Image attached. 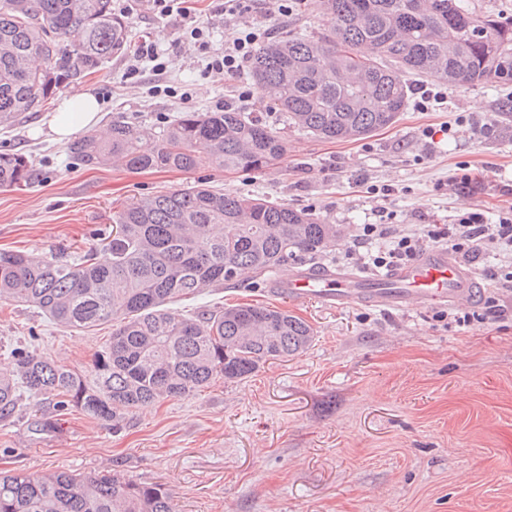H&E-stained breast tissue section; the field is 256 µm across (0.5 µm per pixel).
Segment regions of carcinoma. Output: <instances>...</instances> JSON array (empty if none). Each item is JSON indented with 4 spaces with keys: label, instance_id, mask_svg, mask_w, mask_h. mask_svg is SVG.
Returning <instances> with one entry per match:
<instances>
[{
    "label": "carcinoma",
    "instance_id": "cac0c4a2",
    "mask_svg": "<svg viewBox=\"0 0 512 512\" xmlns=\"http://www.w3.org/2000/svg\"><path fill=\"white\" fill-rule=\"evenodd\" d=\"M326 31H282L260 45L250 78L261 98L325 140L370 136L393 125L415 74L448 86L512 83V21L464 10L459 0H317ZM130 48L129 23L112 0H0V127L37 112L62 84L99 71ZM144 140L154 149H141ZM87 166L131 170L200 167L259 172L288 152L276 128L242 112H184L166 129L116 122L103 140L70 145ZM40 180L23 154L0 153V189ZM341 228L306 209L197 184L144 196L112 213L99 250L77 261L0 252V303L35 307L66 329L113 323L91 373L24 348L0 370V421L23 396L54 401L105 425L219 380L253 376L271 359L304 352L313 329L286 310L232 305L175 314L170 305L314 260ZM0 512H178L162 484L118 471L40 475L0 471Z\"/></svg>",
    "mask_w": 512,
    "mask_h": 512
}]
</instances>
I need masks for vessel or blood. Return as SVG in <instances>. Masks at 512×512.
Segmentation results:
<instances>
[{
	"mask_svg": "<svg viewBox=\"0 0 512 512\" xmlns=\"http://www.w3.org/2000/svg\"><path fill=\"white\" fill-rule=\"evenodd\" d=\"M277 286L293 301L315 299L336 307L393 310L473 302L479 292L475 274L444 246L426 248L414 261L377 278L341 269L305 268L292 271Z\"/></svg>",
	"mask_w": 512,
	"mask_h": 512,
	"instance_id": "b4317fda",
	"label": "vessel or blood"
}]
</instances>
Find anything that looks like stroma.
I'll return each instance as SVG.
<instances>
[{
	"label": "stroma",
	"instance_id": "obj_1",
	"mask_svg": "<svg viewBox=\"0 0 512 512\" xmlns=\"http://www.w3.org/2000/svg\"><path fill=\"white\" fill-rule=\"evenodd\" d=\"M280 15L278 0H256L245 16L191 0V18L208 27L215 49L241 21L268 33L324 31L318 9ZM127 18L133 50L85 81L101 100L100 123L161 128L183 112L224 107L281 129L288 152L260 172H189L83 166L68 142L40 133L44 109L0 129V152L26 155L41 171L23 191L0 190V249L39 257L101 248L112 212L134 198L197 183L312 210L343 234L315 259L344 268L359 225L453 224L466 212L498 223L512 210V84L443 86L427 112L408 107L397 123L367 138L325 141L292 128L260 97L240 100L248 75L207 74L190 38V20L112 0ZM165 51L155 72L135 53L143 40ZM493 114L496 128L479 123ZM470 175L461 185L462 175ZM236 304L287 310L314 330L307 351L268 361L238 383L216 382L190 396L127 415L112 428L71 413L56 432L31 436V421L55 414L30 398L0 422V470H64L84 475L120 468L161 483L179 512H512V294L501 313L468 326L447 307L381 311L319 301L293 302L270 280L243 276L174 304L175 312ZM112 333L56 325L36 309L0 304V361L26 346L88 370Z\"/></svg>",
	"mask_w": 512,
	"mask_h": 512
}]
</instances>
